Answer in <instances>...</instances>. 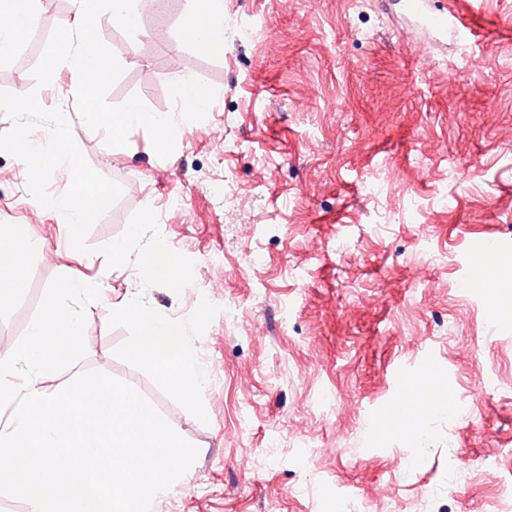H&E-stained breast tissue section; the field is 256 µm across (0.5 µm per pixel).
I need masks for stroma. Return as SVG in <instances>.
Wrapping results in <instances>:
<instances>
[{"instance_id":"1","label":"stroma","mask_w":512,"mask_h":512,"mask_svg":"<svg viewBox=\"0 0 512 512\" xmlns=\"http://www.w3.org/2000/svg\"><path fill=\"white\" fill-rule=\"evenodd\" d=\"M458 2L479 33L465 47L417 29L396 0H224L220 56L180 41L186 0H158L151 34L100 15L123 67L108 101L139 96L184 132L164 159L144 129L110 148L87 128L63 96L69 67L36 87L73 0H38L41 44L0 57V90L63 106L88 163L122 188L83 254L0 153V224L34 241L24 287L0 306V357L54 277L72 268L99 285L84 357L41 383L111 374L198 448L151 512H498L512 486V319L490 314L512 309V0ZM181 79L215 90L206 109L178 105ZM145 207L194 263L181 293L140 288L135 266L97 252ZM128 290L184 323L203 381L193 407L130 355L135 330L107 305ZM403 375L432 384V415L391 421Z\"/></svg>"}]
</instances>
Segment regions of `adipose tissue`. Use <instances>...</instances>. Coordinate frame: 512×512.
Listing matches in <instances>:
<instances>
[{
    "label": "adipose tissue",
    "mask_w": 512,
    "mask_h": 512,
    "mask_svg": "<svg viewBox=\"0 0 512 512\" xmlns=\"http://www.w3.org/2000/svg\"><path fill=\"white\" fill-rule=\"evenodd\" d=\"M34 6L35 0H9L8 6H0L1 57L23 40ZM180 35L187 43L215 55L223 54L224 0H190ZM32 249L33 243L22 225H10L8 233L0 236L1 304L9 302L23 286ZM110 312L134 326L132 355L158 369L170 390L184 403H193L203 382L194 372L193 352L185 340L184 325L158 318L134 292L111 302Z\"/></svg>",
    "instance_id": "ef3b65f1"
}]
</instances>
